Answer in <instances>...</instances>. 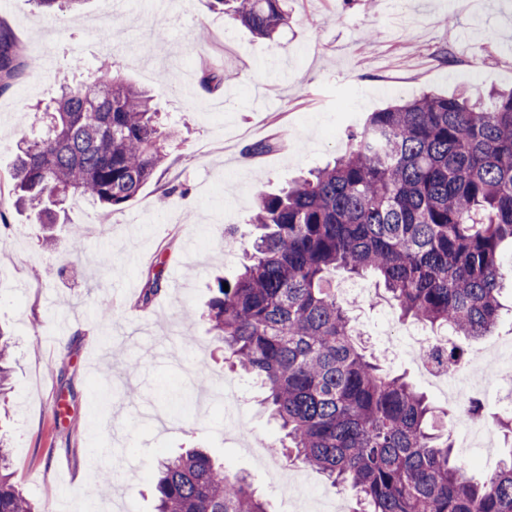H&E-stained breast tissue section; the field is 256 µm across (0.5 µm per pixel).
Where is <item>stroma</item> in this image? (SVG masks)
<instances>
[{
    "mask_svg": "<svg viewBox=\"0 0 512 512\" xmlns=\"http://www.w3.org/2000/svg\"><path fill=\"white\" fill-rule=\"evenodd\" d=\"M289 20L262 39L215 10L210 0H85L73 14L51 17L32 0H0V20L24 53L39 57L23 80L0 91V176L37 127L28 109L49 104L64 81H81L104 60L151 92L178 135L156 177L123 209L103 216L87 199L68 201L55 228L56 249L42 245L35 213L0 196V323L13 336V482L32 501L60 499L62 512L90 500L113 512H154L159 461L205 448L228 470L246 475L270 512H323L356 505L350 488L330 486L319 472L273 448L281 431L258 404L259 391L231 370L202 313L216 275L232 278L250 248L249 218L257 196L278 191L344 155L347 129L369 113L426 91L471 97L512 88V0H288ZM472 28L469 43L458 40ZM112 33L101 42V31ZM204 40H194L197 31ZM79 56L82 71L61 72ZM229 73L223 91L200 90L202 67ZM194 85V95L181 89ZM276 139L269 152L245 146ZM84 246L71 252L72 227ZM111 254V267L101 265ZM162 267L164 283L141 306L147 279ZM112 310L102 320L100 295ZM366 352L384 372L405 376L435 408L429 424L451 433V407L395 351L405 326L381 291L349 302ZM211 378L200 391V374ZM169 385L191 395L189 413L175 415L161 398ZM503 384L481 397V425L491 448H462L467 476L480 480L512 457L498 427ZM112 448L126 465L100 483L96 451Z\"/></svg>",
    "mask_w": 512,
    "mask_h": 512,
    "instance_id": "1",
    "label": "stroma"
}]
</instances>
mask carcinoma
<instances>
[{
    "label": "carcinoma",
    "mask_w": 512,
    "mask_h": 512,
    "mask_svg": "<svg viewBox=\"0 0 512 512\" xmlns=\"http://www.w3.org/2000/svg\"><path fill=\"white\" fill-rule=\"evenodd\" d=\"M50 13L82 0H35ZM261 38L288 24L287 0H211ZM20 47L0 21V90L19 74ZM224 74L202 68L206 92ZM43 134L19 150L9 173L15 205L53 224L67 200L113 212L132 201L166 159L173 132L149 92L119 71L60 87L53 110L34 114ZM348 152L262 194L259 231L242 271L216 280L207 317L233 366L265 388L285 456L348 484L361 512H512V460L482 482L457 466L448 438L428 425L425 396L391 376L360 346V331L329 287L336 271L376 277L400 313L436 332L483 336L504 304L501 248L512 245V90L489 102L425 94L370 113ZM148 280L141 303L161 287ZM228 288H223V283ZM0 326V390L12 373ZM439 357L455 367L464 350ZM0 512H34L10 482L0 438ZM156 512H269L247 480L201 450L162 462Z\"/></svg>",
    "instance_id": "1"
}]
</instances>
